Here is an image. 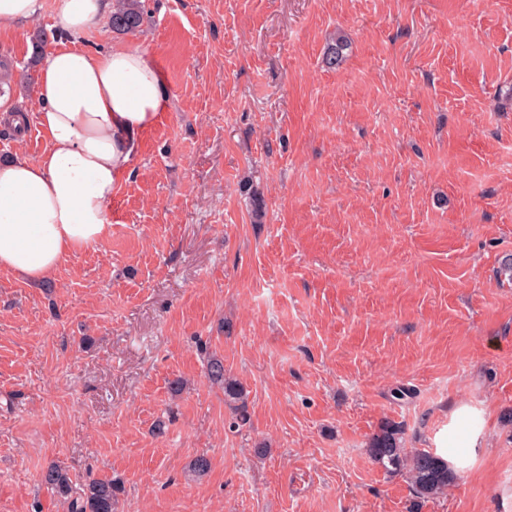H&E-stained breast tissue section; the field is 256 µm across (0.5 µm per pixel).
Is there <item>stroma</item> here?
Segmentation results:
<instances>
[{"label":"stroma","mask_w":512,"mask_h":512,"mask_svg":"<svg viewBox=\"0 0 512 512\" xmlns=\"http://www.w3.org/2000/svg\"><path fill=\"white\" fill-rule=\"evenodd\" d=\"M41 4L0 37L31 124L0 125L2 159L46 148ZM145 5L83 38L142 47L169 94L111 236L39 286L0 269V512H68L54 463L121 478L114 512H512V0ZM459 406L484 451L447 493L370 458L384 420L427 449ZM206 374L212 383L224 388L225 402L236 412L237 420L240 423H244L247 420L245 391L237 380L226 375L224 360L217 356H209Z\"/></svg>","instance_id":"stroma-1"}]
</instances>
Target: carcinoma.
<instances>
[{"instance_id": "cac0c4a2", "label": "carcinoma", "mask_w": 512, "mask_h": 512, "mask_svg": "<svg viewBox=\"0 0 512 512\" xmlns=\"http://www.w3.org/2000/svg\"><path fill=\"white\" fill-rule=\"evenodd\" d=\"M146 13L142 0H113L112 15L108 27L115 33L134 34L142 30ZM348 42L338 34L335 42L328 45L324 62L330 69L341 63ZM208 379L224 388V400L236 412L241 423L247 420L245 391L235 379L226 375L224 360L211 356L207 360ZM367 451L373 461L390 474L408 479L418 498H431L443 494L457 475L448 467V461L428 449L406 451L402 443V428L396 422H382L379 431L369 440ZM43 481L57 495L68 502L69 512H112L113 502L121 492L120 484L111 478H88L82 493L73 495L74 481L70 473L61 467H50Z\"/></svg>"}]
</instances>
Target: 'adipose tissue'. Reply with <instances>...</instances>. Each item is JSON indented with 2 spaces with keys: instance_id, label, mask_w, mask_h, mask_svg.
Returning a JSON list of instances; mask_svg holds the SVG:
<instances>
[{
  "instance_id": "obj_1",
  "label": "adipose tissue",
  "mask_w": 512,
  "mask_h": 512,
  "mask_svg": "<svg viewBox=\"0 0 512 512\" xmlns=\"http://www.w3.org/2000/svg\"><path fill=\"white\" fill-rule=\"evenodd\" d=\"M112 0H60L66 35L36 77L37 121L47 148L0 163V269L33 285L112 233L109 205L133 173L140 135L168 108L146 51L99 50L73 38L103 30Z\"/></svg>"
}]
</instances>
